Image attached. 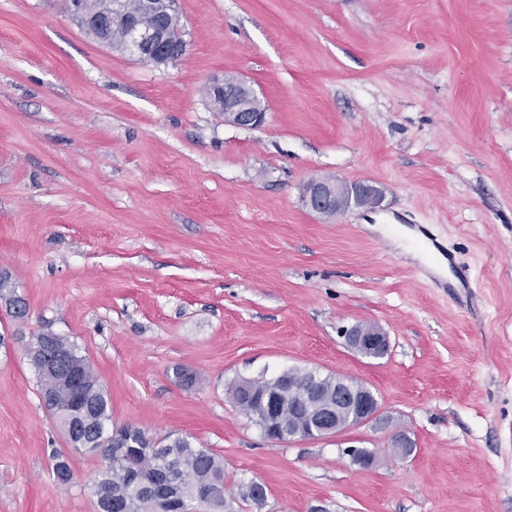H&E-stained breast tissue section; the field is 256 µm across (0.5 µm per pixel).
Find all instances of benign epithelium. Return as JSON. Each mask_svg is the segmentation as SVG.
Masks as SVG:
<instances>
[{
    "label": "benign epithelium",
    "mask_w": 512,
    "mask_h": 512,
    "mask_svg": "<svg viewBox=\"0 0 512 512\" xmlns=\"http://www.w3.org/2000/svg\"><path fill=\"white\" fill-rule=\"evenodd\" d=\"M176 21V0H163L158 25L152 31H143L137 22L127 20L131 40L125 46L126 51L137 54L140 46L149 41L155 45L151 63L166 65L181 59L187 51V45L183 44L172 51L166 43V30ZM211 84L224 98L225 122L249 128L265 121L266 108L246 82L239 79L235 85L229 87L224 84V79L214 78ZM346 197L350 198L351 209L375 210L383 202V190L370 183L348 185L336 179L314 182L303 190L305 204L312 211L329 217L338 214L340 203ZM342 334L347 347L362 355L378 358L387 355L390 350L387 333L376 325L365 329L359 324H354L344 329ZM318 380L319 377L313 373L304 383V400L314 403L315 411L308 421L288 426L280 421V411L284 405L292 403L293 380L286 379L283 387L277 392L267 390L263 393L253 392L250 382L242 381L243 393L254 401L259 409L258 419L269 439L290 442L296 439L324 438L378 416V401L366 386L345 378L339 382L336 392L326 397L317 386ZM345 455L349 456L352 463L363 467L374 462V454L367 448L349 447L345 450Z\"/></svg>",
    "instance_id": "1"
}]
</instances>
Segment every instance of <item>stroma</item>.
I'll return each instance as SVG.
<instances>
[{"label":"stroma","instance_id":"stroma-1","mask_svg":"<svg viewBox=\"0 0 512 512\" xmlns=\"http://www.w3.org/2000/svg\"><path fill=\"white\" fill-rule=\"evenodd\" d=\"M178 11L187 52L155 65L85 35L65 0H0V270L29 307H0V512H98L102 461L72 451L26 357L46 328L113 425L221 455L239 512H512V0ZM224 75L264 124L214 111L203 88ZM319 177L376 184L383 205L317 214L302 188ZM359 322L387 357L345 345ZM291 368L362 383L380 422L265 438L228 387ZM253 481L263 505L240 498ZM342 334L347 347L362 355L373 358L384 357L390 350L387 333L374 324L369 329L354 324L343 329Z\"/></svg>","mask_w":512,"mask_h":512}]
</instances>
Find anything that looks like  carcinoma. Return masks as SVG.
I'll return each mask as SVG.
<instances>
[{"label":"carcinoma","instance_id":"carcinoma-1","mask_svg":"<svg viewBox=\"0 0 512 512\" xmlns=\"http://www.w3.org/2000/svg\"><path fill=\"white\" fill-rule=\"evenodd\" d=\"M82 8L112 19L101 30L84 27L92 39L111 47L127 42L129 29L125 11L139 12L144 0H125V9H117L116 0H75ZM60 352L68 356L70 369L80 373L86 387L81 403H72L68 391L58 385L59 374L40 371L37 358L30 360L37 378L40 397L54 393V405L71 412L75 437L69 440L73 450L100 454L106 463L93 480L91 490L99 512H166L171 497L182 498L188 512H235L224 496V461L206 448L196 447L186 437L149 436L132 425H124L115 434L107 431L112 421V406L106 389L76 345L61 336Z\"/></svg>","mask_w":512,"mask_h":512}]
</instances>
